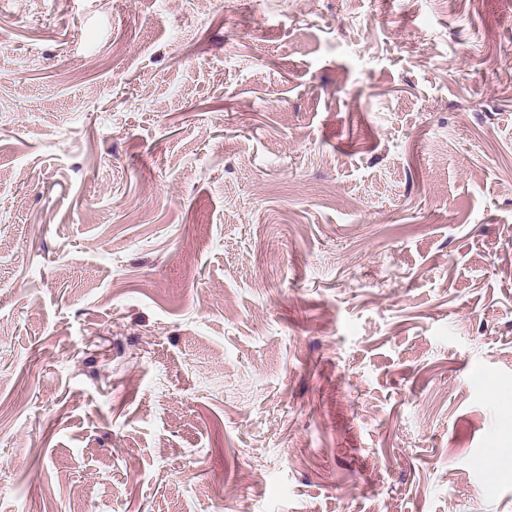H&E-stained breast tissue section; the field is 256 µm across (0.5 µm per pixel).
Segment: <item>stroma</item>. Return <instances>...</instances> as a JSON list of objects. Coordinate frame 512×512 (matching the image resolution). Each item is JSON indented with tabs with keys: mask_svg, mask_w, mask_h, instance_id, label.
<instances>
[{
	"mask_svg": "<svg viewBox=\"0 0 512 512\" xmlns=\"http://www.w3.org/2000/svg\"><path fill=\"white\" fill-rule=\"evenodd\" d=\"M507 448L512 0H0V512H512Z\"/></svg>",
	"mask_w": 512,
	"mask_h": 512,
	"instance_id": "35a3bbf8",
	"label": "stroma"
}]
</instances>
